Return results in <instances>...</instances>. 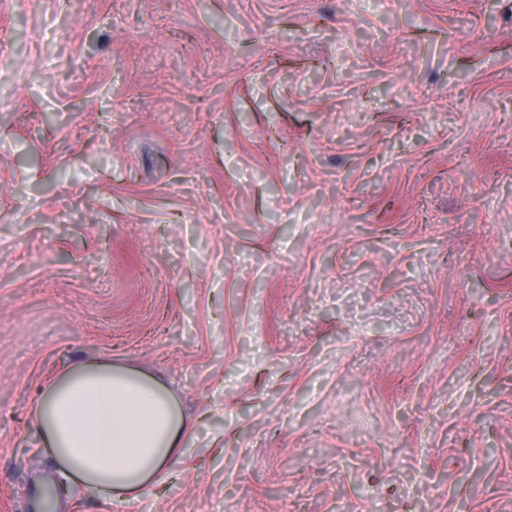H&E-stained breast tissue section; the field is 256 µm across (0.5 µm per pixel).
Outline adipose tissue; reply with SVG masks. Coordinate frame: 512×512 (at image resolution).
<instances>
[{
  "mask_svg": "<svg viewBox=\"0 0 512 512\" xmlns=\"http://www.w3.org/2000/svg\"><path fill=\"white\" fill-rule=\"evenodd\" d=\"M46 452L86 493L136 499L182 449L186 419L156 378L108 362L70 367L33 409Z\"/></svg>",
  "mask_w": 512,
  "mask_h": 512,
  "instance_id": "adipose-tissue-1",
  "label": "adipose tissue"
}]
</instances>
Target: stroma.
I'll list each match as a JSON object with an SVG mask.
<instances>
[{
    "label": "stroma",
    "instance_id": "obj_1",
    "mask_svg": "<svg viewBox=\"0 0 512 512\" xmlns=\"http://www.w3.org/2000/svg\"><path fill=\"white\" fill-rule=\"evenodd\" d=\"M0 512H512V0H0ZM143 370L135 501L31 411ZM34 424L64 476L89 495L137 499L177 460L186 419L173 392L134 368L82 361L37 400Z\"/></svg>",
    "mask_w": 512,
    "mask_h": 512
}]
</instances>
